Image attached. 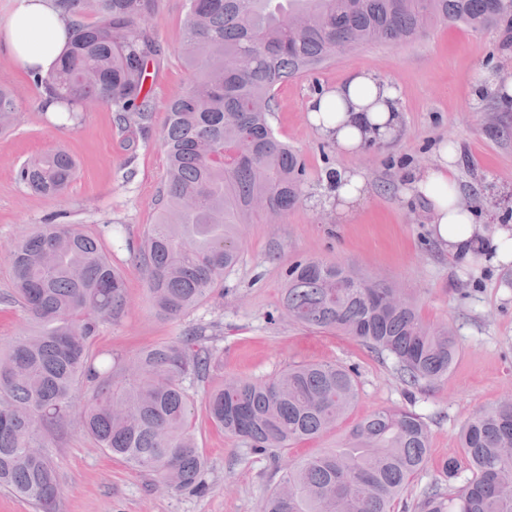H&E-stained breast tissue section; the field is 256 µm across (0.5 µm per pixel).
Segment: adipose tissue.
<instances>
[{"label":"adipose tissue","instance_id":"adipose-tissue-1","mask_svg":"<svg viewBox=\"0 0 512 512\" xmlns=\"http://www.w3.org/2000/svg\"><path fill=\"white\" fill-rule=\"evenodd\" d=\"M69 20L55 0H11L0 15V56L30 74H54L68 47ZM308 123L342 153L355 155L372 144L393 143L402 132L399 93L389 82L371 72H352L342 82L312 98ZM415 193L432 203L433 238L452 255L469 259L491 250L501 260L512 259V231L503 229L492 241H484L472 212L459 201L460 186L447 160L413 173ZM363 176L337 170L324 206L339 216L349 215L365 195Z\"/></svg>","mask_w":512,"mask_h":512}]
</instances>
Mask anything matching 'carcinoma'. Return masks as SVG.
I'll list each match as a JSON object with an SVG mask.
<instances>
[{"label":"carcinoma","mask_w":512,"mask_h":512,"mask_svg":"<svg viewBox=\"0 0 512 512\" xmlns=\"http://www.w3.org/2000/svg\"><path fill=\"white\" fill-rule=\"evenodd\" d=\"M71 21L57 74L36 79L60 93L67 122L88 98L111 107L129 139L154 120L150 69L165 49L150 25L159 0H57ZM92 15L93 23L84 22ZM512 15V0H187L181 55L190 75L166 107L167 173L155 200L158 222L133 250L152 304L177 320L202 304L239 259V230L301 201L306 164L270 122L275 91L336 55L339 46L411 41L441 22L479 29ZM21 112L0 84V134ZM77 174L65 149L19 165L28 190L55 197ZM11 292L30 327L0 348V487L60 512L59 475L45 449L70 420L78 385L87 434L104 450L167 489L202 494L205 463L191 429L188 384L211 367L201 336L146 348L128 360L94 350L101 327L122 319L125 280L101 239L74 224H46L10 255ZM283 307L294 323L351 336L392 357L406 386L448 374L456 354L446 324H429L403 289L342 263L302 259L286 271ZM358 398L352 371L332 363L294 365L267 381L234 379L205 406L224 433L253 452L285 453L334 429ZM512 406L475 413L460 455L448 458L443 492L425 491L420 512H512ZM418 414L387 408L356 422L334 448L290 460L261 512H392L429 456Z\"/></svg>","instance_id":"carcinoma-1"}]
</instances>
